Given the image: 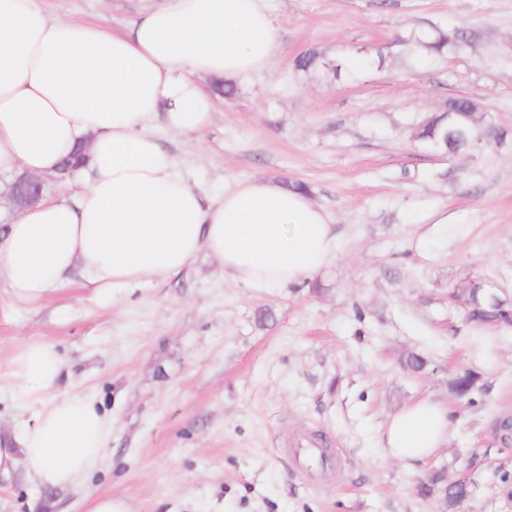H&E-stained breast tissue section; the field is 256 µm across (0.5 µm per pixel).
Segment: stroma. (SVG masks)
I'll return each mask as SVG.
<instances>
[{"label":"stroma","instance_id":"35a3bbf8","mask_svg":"<svg viewBox=\"0 0 512 512\" xmlns=\"http://www.w3.org/2000/svg\"><path fill=\"white\" fill-rule=\"evenodd\" d=\"M113 29L142 0H39ZM282 52L271 72L215 98L211 125L164 140L204 196L238 180L303 181L336 230L335 259L310 282L252 292L199 254L178 277L130 289L114 308L75 284L39 306L0 288V363L43 339L112 414V444L88 488L0 485V512H85L87 494L134 512H512V323L471 322L449 291L484 280L512 296V0H268ZM464 32L465 49L427 61L411 29ZM375 57L353 81L296 69ZM467 96L502 143L455 156L416 137ZM448 227L436 234L437 225ZM418 352L428 368L405 372ZM481 372L471 399L448 388ZM447 404L446 448L417 468L384 446L390 418L417 400ZM322 437L334 464L296 461ZM467 480L442 510L417 494L433 472Z\"/></svg>","mask_w":512,"mask_h":512}]
</instances>
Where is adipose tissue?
Wrapping results in <instances>:
<instances>
[{"instance_id":"1","label":"adipose tissue","mask_w":512,"mask_h":512,"mask_svg":"<svg viewBox=\"0 0 512 512\" xmlns=\"http://www.w3.org/2000/svg\"><path fill=\"white\" fill-rule=\"evenodd\" d=\"M280 32L266 0H150L122 32L51 16L38 0H0V175L45 182L76 148L85 167L68 193L44 191L0 225V283L37 305L82 278L104 304L178 276L200 252L254 291L311 280L334 258L327 214L306 193L241 180L207 198L154 131L202 132L213 102L199 77L231 83L270 70ZM52 342L12 353L4 385L18 432L0 440V475L47 489L86 483L103 464L112 415L62 387ZM446 404L425 398L385 430L391 457L412 468L446 447Z\"/></svg>"}]
</instances>
